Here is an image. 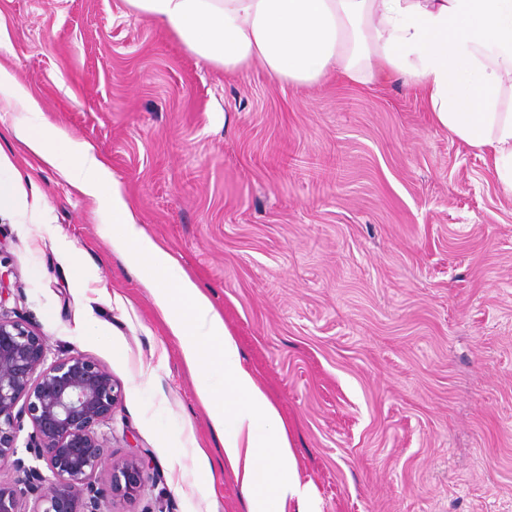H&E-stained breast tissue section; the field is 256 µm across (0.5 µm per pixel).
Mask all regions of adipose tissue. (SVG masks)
<instances>
[{
    "instance_id": "adipose-tissue-1",
    "label": "adipose tissue",
    "mask_w": 512,
    "mask_h": 512,
    "mask_svg": "<svg viewBox=\"0 0 512 512\" xmlns=\"http://www.w3.org/2000/svg\"><path fill=\"white\" fill-rule=\"evenodd\" d=\"M197 58L235 73L261 63L277 82L360 85L396 79L422 91L437 124L490 151L512 194V0H127ZM0 103L24 112L16 141L108 215L103 233L136 271L198 379L245 512H322L302 482L287 424L244 360L208 291L139 224L122 183L85 141L43 116L39 99L0 65Z\"/></svg>"
}]
</instances>
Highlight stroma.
Wrapping results in <instances>:
<instances>
[{
	"instance_id": "1",
	"label": "stroma",
	"mask_w": 512,
	"mask_h": 512,
	"mask_svg": "<svg viewBox=\"0 0 512 512\" xmlns=\"http://www.w3.org/2000/svg\"><path fill=\"white\" fill-rule=\"evenodd\" d=\"M0 29V65L209 289L322 512H512V196L489 152L400 81L227 74L126 0H0ZM22 118L0 109V172L23 176L0 208L6 306L49 359L83 354L120 386L106 458L143 457L148 481L114 512H244L107 211L19 146Z\"/></svg>"
}]
</instances>
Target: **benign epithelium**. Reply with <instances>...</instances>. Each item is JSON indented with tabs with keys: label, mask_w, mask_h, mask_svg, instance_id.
<instances>
[{
	"label": "benign epithelium",
	"mask_w": 512,
	"mask_h": 512,
	"mask_svg": "<svg viewBox=\"0 0 512 512\" xmlns=\"http://www.w3.org/2000/svg\"><path fill=\"white\" fill-rule=\"evenodd\" d=\"M48 339L0 307V467L23 474L0 482V512H105L109 501L136 502L147 477L136 459L106 469L99 429L113 420L121 389L112 374L79 353L47 363ZM27 449L49 475L17 457Z\"/></svg>",
	"instance_id": "obj_1"
}]
</instances>
